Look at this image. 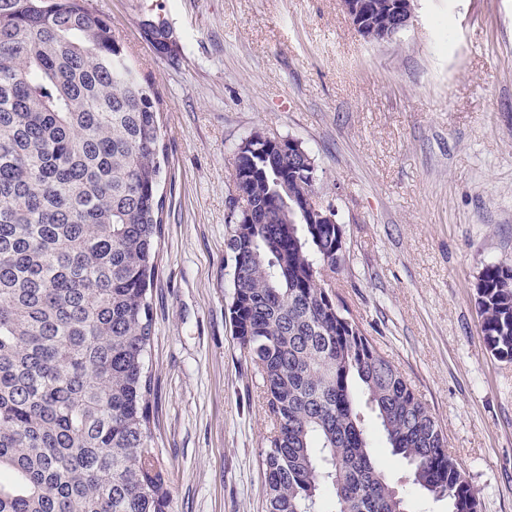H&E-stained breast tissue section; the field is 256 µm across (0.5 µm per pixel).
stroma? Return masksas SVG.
I'll return each instance as SVG.
<instances>
[{
	"instance_id": "35a3bbf8",
	"label": "stroma",
	"mask_w": 512,
	"mask_h": 512,
	"mask_svg": "<svg viewBox=\"0 0 512 512\" xmlns=\"http://www.w3.org/2000/svg\"><path fill=\"white\" fill-rule=\"evenodd\" d=\"M88 3L162 97L148 369L169 512H266L275 422L228 313L230 158L255 129L314 159L344 237L326 283L447 435L478 512H512V362L487 349L475 290L486 264L512 267V0H418L381 43L339 0Z\"/></svg>"
}]
</instances>
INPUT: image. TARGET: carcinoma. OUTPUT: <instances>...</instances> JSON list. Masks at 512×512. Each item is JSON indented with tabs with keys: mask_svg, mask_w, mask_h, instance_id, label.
<instances>
[{
	"mask_svg": "<svg viewBox=\"0 0 512 512\" xmlns=\"http://www.w3.org/2000/svg\"><path fill=\"white\" fill-rule=\"evenodd\" d=\"M88 0H0V512H168L151 450L148 290L167 162L161 96ZM389 0H369L376 28ZM242 189L228 308L276 422L267 512H410L376 439L448 512H477L448 438L323 271L336 225L290 208L301 168L272 149ZM487 349L512 361V268L476 286Z\"/></svg>",
	"mask_w": 512,
	"mask_h": 512,
	"instance_id": "cac0c4a2",
	"label": "carcinoma"
}]
</instances>
